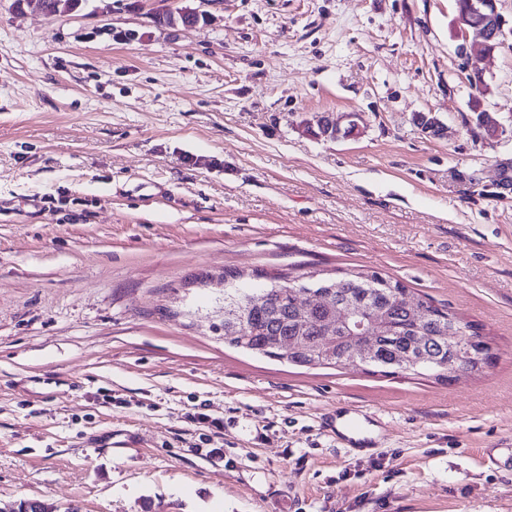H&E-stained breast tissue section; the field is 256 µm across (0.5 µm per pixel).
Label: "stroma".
Masks as SVG:
<instances>
[{
	"mask_svg": "<svg viewBox=\"0 0 512 512\" xmlns=\"http://www.w3.org/2000/svg\"><path fill=\"white\" fill-rule=\"evenodd\" d=\"M459 28L455 0H0V512H512V39L467 60ZM228 269L379 272L493 363L252 355Z\"/></svg>",
	"mask_w": 512,
	"mask_h": 512,
	"instance_id": "1",
	"label": "stroma"
}]
</instances>
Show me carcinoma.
<instances>
[{"instance_id": "obj_1", "label": "carcinoma", "mask_w": 512, "mask_h": 512, "mask_svg": "<svg viewBox=\"0 0 512 512\" xmlns=\"http://www.w3.org/2000/svg\"><path fill=\"white\" fill-rule=\"evenodd\" d=\"M81 0H17L18 5L37 4L53 16L72 11ZM319 301L304 306L308 298L298 278L273 276L256 293L224 289V342L245 351L272 357L274 342L297 345L286 356L294 365L317 366L349 363L352 329L336 320L341 313L374 317L378 324L376 347L367 366L384 374L410 359L405 372L444 378L453 356L448 337L460 332L448 322L452 313L429 298L417 300V312L405 299L407 288L376 271L354 272L335 279L319 278Z\"/></svg>"}]
</instances>
